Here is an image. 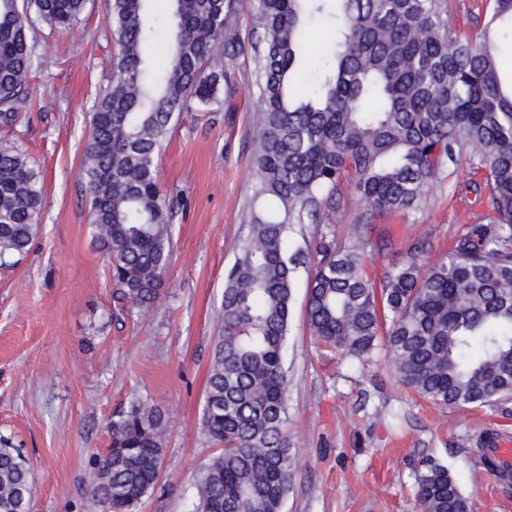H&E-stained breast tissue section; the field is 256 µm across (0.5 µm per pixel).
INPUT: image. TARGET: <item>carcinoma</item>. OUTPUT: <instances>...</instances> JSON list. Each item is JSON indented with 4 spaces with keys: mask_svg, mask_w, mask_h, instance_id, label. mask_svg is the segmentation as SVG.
Wrapping results in <instances>:
<instances>
[{
    "mask_svg": "<svg viewBox=\"0 0 512 512\" xmlns=\"http://www.w3.org/2000/svg\"><path fill=\"white\" fill-rule=\"evenodd\" d=\"M146 0H111L118 47L112 86L92 107L83 158L90 225L122 300L141 313L162 299L172 252V203L156 180L176 115L216 100L227 71L213 55L240 48L235 0H172L151 24ZM86 0H0V122L29 97L38 26L77 23ZM319 19L333 40L310 85L297 65ZM249 92L258 105L247 234L224 277L218 337L202 411L224 444L198 471L194 512H282L295 477L283 349L300 269L311 270L306 313L320 342L364 362L382 342L399 380L441 405L491 406L512 394V80L497 61L512 31V0H486L476 37L451 34L443 0H255ZM487 171L483 221L422 276L417 256L376 283L378 251L362 225L421 206L463 157ZM350 183L363 210L348 246L320 235L315 251L286 248L294 226L321 222ZM38 173L0 148V266L37 237ZM95 460L93 493L108 512L131 510L154 488L164 420L142 399L112 420ZM31 470L0 438V512H30ZM419 512H471L451 470L423 461Z\"/></svg>",
    "mask_w": 512,
    "mask_h": 512,
    "instance_id": "obj_1",
    "label": "carcinoma"
}]
</instances>
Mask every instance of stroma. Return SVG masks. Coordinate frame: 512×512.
Returning a JSON list of instances; mask_svg holds the SVG:
<instances>
[{
  "mask_svg": "<svg viewBox=\"0 0 512 512\" xmlns=\"http://www.w3.org/2000/svg\"><path fill=\"white\" fill-rule=\"evenodd\" d=\"M110 0H87L69 29L38 27L29 103L0 147L21 150L42 186L40 232L30 252L0 267V437L35 475L33 512H106L92 493L93 460L111 444L107 425L137 397L166 419L155 487L134 512H192L194 476L219 447L201 431L207 376L222 327L224 273L238 253L253 183L257 134L249 46L254 0H236L243 52L209 69L232 75L215 103L194 105L170 127L156 178L173 202V258L165 298L142 315L121 300L90 233L81 162L95 100L110 85L116 52ZM477 160L450 167L426 204L378 219L366 230L380 249L370 275L419 254L423 266L446 255L484 212L471 184ZM360 204L342 187L327 224L307 225L291 248L315 247L325 228L349 243ZM309 273L294 288L285 355L288 430L302 436L295 485L283 512H418L423 460L444 461L472 512H512V482L488 471L480 448L490 430L512 435V399L492 407L437 405L403 386L377 348L352 364L312 335Z\"/></svg>",
  "mask_w": 512,
  "mask_h": 512,
  "instance_id": "stroma-1",
  "label": "stroma"
}]
</instances>
